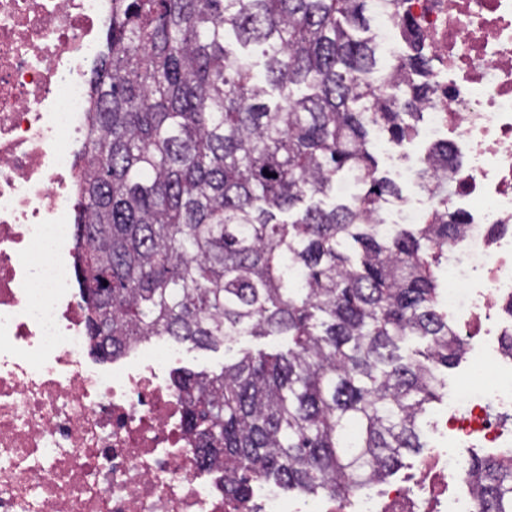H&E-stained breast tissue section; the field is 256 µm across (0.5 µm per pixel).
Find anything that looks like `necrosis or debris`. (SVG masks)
Returning <instances> with one entry per match:
<instances>
[{
	"label": "necrosis or debris",
	"mask_w": 512,
	"mask_h": 512,
	"mask_svg": "<svg viewBox=\"0 0 512 512\" xmlns=\"http://www.w3.org/2000/svg\"><path fill=\"white\" fill-rule=\"evenodd\" d=\"M376 33L392 69L412 47L386 0ZM431 62L424 106L434 157L427 207L393 199L381 220L423 223L446 201L467 223L448 250L443 305L486 350L441 423L453 436L418 467V485L388 486L384 504L314 508L262 476L245 495L200 466L184 403L161 371L171 349L121 366L88 351L73 226L74 147L112 0H0V512H480L466 491L472 444L512 447L485 408L512 407V356L497 320L512 305V0H402Z\"/></svg>",
	"instance_id": "obj_1"
}]
</instances>
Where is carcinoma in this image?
Wrapping results in <instances>:
<instances>
[{
    "label": "carcinoma",
    "instance_id": "carcinoma-1",
    "mask_svg": "<svg viewBox=\"0 0 512 512\" xmlns=\"http://www.w3.org/2000/svg\"><path fill=\"white\" fill-rule=\"evenodd\" d=\"M372 0H112L78 174V275L93 351L286 336L218 374L179 373L203 466L345 499L424 448L443 370L466 354L442 310L463 218L382 224L400 146L432 92L416 50L381 64ZM272 176H266V173ZM424 344L406 352L408 345ZM482 512H512V451L470 456Z\"/></svg>",
    "mask_w": 512,
    "mask_h": 512
}]
</instances>
